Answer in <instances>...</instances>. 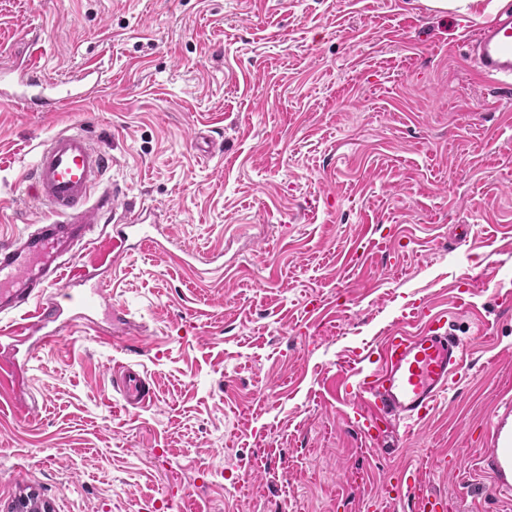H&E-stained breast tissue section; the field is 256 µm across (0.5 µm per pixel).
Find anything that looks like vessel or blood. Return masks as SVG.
Masks as SVG:
<instances>
[{
    "label": "vessel or blood",
    "mask_w": 512,
    "mask_h": 512,
    "mask_svg": "<svg viewBox=\"0 0 512 512\" xmlns=\"http://www.w3.org/2000/svg\"><path fill=\"white\" fill-rule=\"evenodd\" d=\"M472 51L478 75L502 88L512 87V10L500 12L479 30ZM40 71L39 52L31 50L20 78L21 91L0 89V100L26 107L45 98L57 110L94 96L101 85L100 77L84 72L61 86L42 78ZM111 165V156L80 130L58 131L40 144L22 180L33 199L47 206L50 220L28 225L25 233L0 243V318L5 321L0 327L1 346L33 338L49 344L70 321L97 311L105 322L122 320V312L112 309L105 295L112 259L142 246L167 253L149 214L126 219L118 212L120 190L102 188V178ZM100 225L107 228L105 248L90 265L74 269L81 287L68 289L65 300H58L54 288L63 278L65 257L82 256ZM29 305L34 308L33 322H13V315ZM447 324L448 316L442 313L431 316L417 335L391 333L382 348L384 368L365 373L355 390L347 393V400L373 411L384 423L379 430L368 424L363 427L373 447H383L385 426L410 428L449 392L466 347L460 338L451 336ZM118 386L131 406H141L150 398L146 379L132 367L122 368ZM482 465L495 493L511 497V391L501 393L490 416ZM398 486L404 489L412 512H427L431 500L417 472L403 471Z\"/></svg>",
    "instance_id": "vessel-or-blood-1"
}]
</instances>
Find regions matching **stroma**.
Wrapping results in <instances>:
<instances>
[{"instance_id":"obj_1","label":"stroma","mask_w":512,"mask_h":512,"mask_svg":"<svg viewBox=\"0 0 512 512\" xmlns=\"http://www.w3.org/2000/svg\"><path fill=\"white\" fill-rule=\"evenodd\" d=\"M505 2L0 0V82L33 46L52 78L104 80L57 112L0 105V241L46 216L20 177L67 128L173 240L114 266L125 321L0 350L29 363L0 388V512H410L397 468L446 512H512L476 465L512 385V90L470 48ZM436 312L465 364L385 454L343 395ZM117 363L149 380L143 407Z\"/></svg>"}]
</instances>
